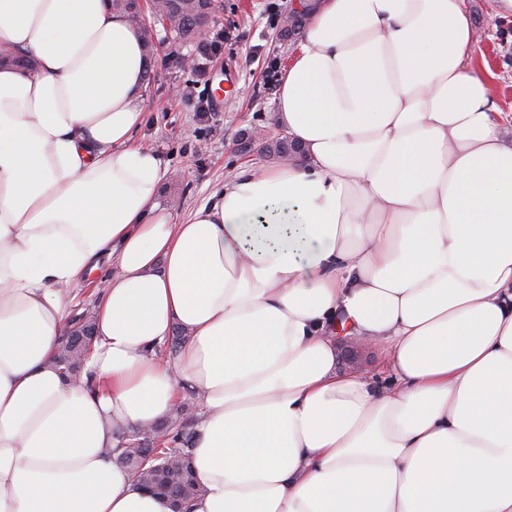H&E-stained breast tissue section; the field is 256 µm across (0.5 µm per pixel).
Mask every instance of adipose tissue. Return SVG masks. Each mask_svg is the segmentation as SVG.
Returning a JSON list of instances; mask_svg holds the SVG:
<instances>
[{"mask_svg": "<svg viewBox=\"0 0 512 512\" xmlns=\"http://www.w3.org/2000/svg\"><path fill=\"white\" fill-rule=\"evenodd\" d=\"M146 38L0 0L37 63L0 66V512H170L108 449L183 381L193 512H512V141L465 0H317L278 93L302 155L181 217L134 141ZM103 263L90 392L55 354ZM343 336L385 366L339 371Z\"/></svg>", "mask_w": 512, "mask_h": 512, "instance_id": "obj_1", "label": "adipose tissue"}]
</instances>
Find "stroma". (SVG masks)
<instances>
[{"label":"stroma","instance_id":"1","mask_svg":"<svg viewBox=\"0 0 512 512\" xmlns=\"http://www.w3.org/2000/svg\"><path fill=\"white\" fill-rule=\"evenodd\" d=\"M466 5L485 32L478 62L493 73L496 100L512 114V22L494 17L492 0H466ZM292 6L293 0H219L213 28L223 32L224 43L210 56L195 43H166L162 27H155L162 61L145 90L146 120L134 140L155 149L167 163L162 202L177 201L178 211L184 212L205 202L233 167L277 164L275 155L244 151L241 141L260 130L274 140L287 136L277 119L281 79L271 69L285 67L297 46L280 35ZM179 55L195 57L197 69L178 68ZM217 87L221 101L208 119L182 98L186 92L208 97Z\"/></svg>","mask_w":512,"mask_h":512}]
</instances>
